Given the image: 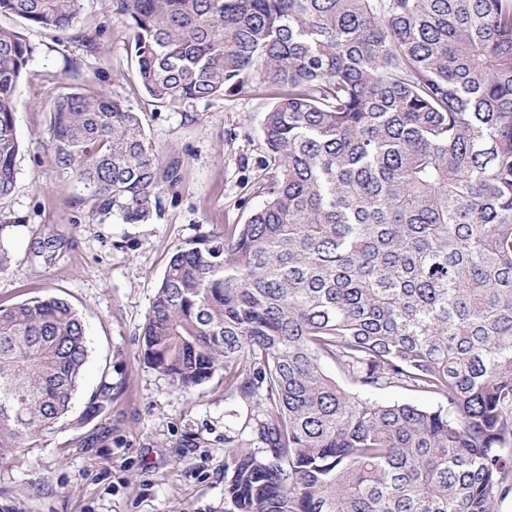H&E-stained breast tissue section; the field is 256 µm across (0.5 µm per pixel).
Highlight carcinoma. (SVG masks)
<instances>
[{
  "label": "carcinoma",
  "mask_w": 512,
  "mask_h": 512,
  "mask_svg": "<svg viewBox=\"0 0 512 512\" xmlns=\"http://www.w3.org/2000/svg\"><path fill=\"white\" fill-rule=\"evenodd\" d=\"M156 107L279 91L263 206L178 246L141 353L188 393L224 371L228 512H493L512 489V0H115ZM83 0H0L64 31ZM35 47L0 25V198ZM47 141L97 209L147 222L181 161L72 88ZM88 358L64 298L0 305V461L55 432ZM335 366L349 387L323 369ZM391 388L447 407L363 398ZM112 405L104 382L84 412Z\"/></svg>",
  "instance_id": "carcinoma-1"
}]
</instances>
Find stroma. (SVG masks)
Here are the masks:
<instances>
[{
  "instance_id": "obj_1",
  "label": "stroma",
  "mask_w": 512,
  "mask_h": 512,
  "mask_svg": "<svg viewBox=\"0 0 512 512\" xmlns=\"http://www.w3.org/2000/svg\"><path fill=\"white\" fill-rule=\"evenodd\" d=\"M97 37L87 49L80 37ZM35 52L17 88L21 145L15 188L0 199V304L54 293L81 314L88 359L68 416L55 433L0 463V512H224V434L250 410L225 399L215 374L192 394L148 367L140 336L168 260L187 240L244 223L263 199L253 185L266 155L261 121L274 90L199 102L192 119L144 98L132 33L112 0H85L64 32H30ZM101 91L133 107L181 178L144 224L103 215L87 190L63 178L47 146L49 108L64 88ZM53 241L51 261L35 257ZM112 405L83 411L102 382Z\"/></svg>"
}]
</instances>
